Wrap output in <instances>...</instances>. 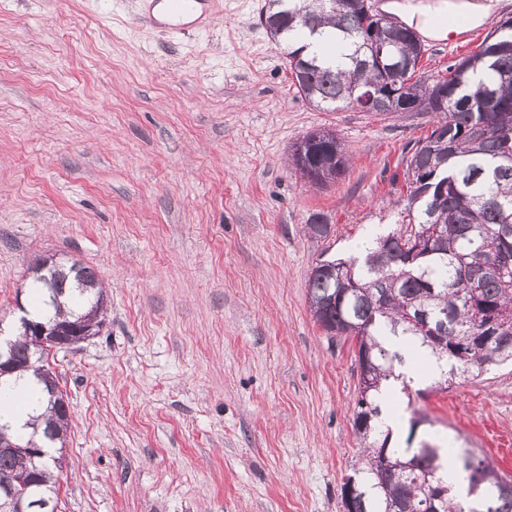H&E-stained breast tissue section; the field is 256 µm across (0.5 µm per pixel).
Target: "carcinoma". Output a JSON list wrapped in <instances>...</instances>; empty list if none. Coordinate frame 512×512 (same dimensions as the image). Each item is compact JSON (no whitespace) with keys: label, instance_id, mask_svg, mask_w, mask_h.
Returning <instances> with one entry per match:
<instances>
[{"label":"carcinoma","instance_id":"cac0c4a2","mask_svg":"<svg viewBox=\"0 0 512 512\" xmlns=\"http://www.w3.org/2000/svg\"><path fill=\"white\" fill-rule=\"evenodd\" d=\"M331 8L326 0H265L259 19L268 36L282 46L293 84L302 97L323 111L361 106L385 115L401 102L435 115L431 131L410 149L406 164L408 207L400 227L371 238L362 257L319 261L308 278L310 308L330 336L355 337L357 363L369 379L359 388L353 427L365 442L362 467L355 471L358 493L344 512H427L429 498L439 495V512H512V480L473 450L470 463L479 474L480 491L459 495L448 485L447 466L456 458L422 443L417 448L390 446L379 391L399 379L400 352L384 336H403L427 349L455 373L481 375L492 365L512 360V18L499 22L477 51L448 66L447 75L431 78L415 68L424 53L415 31L388 18L380 27L367 0H343ZM337 49L340 60L304 52L295 38L319 34ZM383 49L384 66L373 45ZM380 94L387 105L369 106L365 96ZM302 156L289 162L313 185L336 179L349 155L331 131H313ZM438 230L430 247L412 254L413 235L425 226ZM39 307L37 319L74 321L103 295L96 274L79 262L50 267L32 278ZM429 315L434 334L425 336L409 321ZM498 319L497 339L472 344L486 315ZM13 360L40 380L51 369L50 353L36 352L32 339L14 337ZM45 410L32 419L28 440L42 446L64 444L70 418L44 397ZM32 467L30 459L0 455V480ZM58 467L52 459L39 465L38 496L57 502Z\"/></svg>","mask_w":512,"mask_h":512}]
</instances>
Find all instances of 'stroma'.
Listing matches in <instances>:
<instances>
[{
	"label": "stroma",
	"instance_id": "35a3bbf8",
	"mask_svg": "<svg viewBox=\"0 0 512 512\" xmlns=\"http://www.w3.org/2000/svg\"><path fill=\"white\" fill-rule=\"evenodd\" d=\"M262 4L220 0L178 34L141 23V0H0V317L48 254L108 297L102 334L55 355L73 412L58 512H343L357 348L313 319L307 280L397 228L434 117L316 110ZM320 128L350 164L311 186L287 161ZM390 403L398 447L471 448L512 479V365Z\"/></svg>",
	"mask_w": 512,
	"mask_h": 512
}]
</instances>
